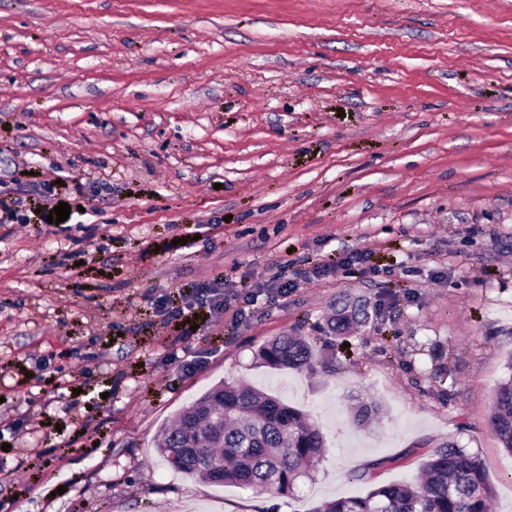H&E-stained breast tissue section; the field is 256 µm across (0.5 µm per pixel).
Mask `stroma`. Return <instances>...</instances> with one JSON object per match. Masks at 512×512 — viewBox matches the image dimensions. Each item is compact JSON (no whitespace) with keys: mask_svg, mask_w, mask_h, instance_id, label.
<instances>
[{"mask_svg":"<svg viewBox=\"0 0 512 512\" xmlns=\"http://www.w3.org/2000/svg\"><path fill=\"white\" fill-rule=\"evenodd\" d=\"M8 169L0 512H313L448 443L512 512V0H0ZM224 380L324 435L295 496L158 454ZM359 315H362V321H356ZM367 319L368 315L364 309L354 308V310H348L346 307H344L339 310L336 316L328 321L327 326L329 330L334 333V335L343 334L351 327L354 321L365 323ZM260 359L270 367L303 369L313 365L312 349L294 336H279L259 349ZM493 430L504 448L512 453V378L502 383L492 406Z\"/></svg>","mask_w":512,"mask_h":512,"instance_id":"obj_1","label":"stroma"}]
</instances>
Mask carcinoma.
I'll list each match as a JSON object with an SVG mask.
<instances>
[{"instance_id": "cac0c4a2", "label": "carcinoma", "mask_w": 512, "mask_h": 512, "mask_svg": "<svg viewBox=\"0 0 512 512\" xmlns=\"http://www.w3.org/2000/svg\"><path fill=\"white\" fill-rule=\"evenodd\" d=\"M359 316L368 319L365 310L344 307L327 326L343 334ZM258 355L276 369L313 365L311 347L288 335L265 344ZM491 423L512 453V378L496 393ZM324 448V436L301 410L248 385L224 381L202 395L176 428L162 433L159 451L179 473L254 493L289 495ZM492 497L481 467L450 444L430 454L421 483L380 485L364 495L327 501L315 512H490Z\"/></svg>"}]
</instances>
